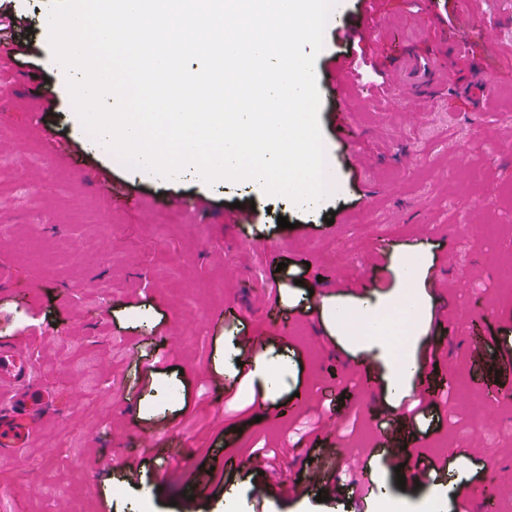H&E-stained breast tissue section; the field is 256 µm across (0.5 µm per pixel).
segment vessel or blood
<instances>
[{
    "instance_id": "b4317fda",
    "label": "vessel or blood",
    "mask_w": 512,
    "mask_h": 512,
    "mask_svg": "<svg viewBox=\"0 0 512 512\" xmlns=\"http://www.w3.org/2000/svg\"><path fill=\"white\" fill-rule=\"evenodd\" d=\"M429 32L432 48L422 54L410 51L392 66V73L401 81L405 96L414 103L425 102L450 78L463 58L462 44L456 33L442 29L438 19H431ZM340 38L376 44L380 41L378 15L372 0H365L360 16L344 23L337 30ZM42 394L33 377V367L27 356L11 337H0V454H16L24 448L30 435L32 409L41 405ZM322 454L324 463L308 467L305 484H281L271 490L272 496L294 499L312 488L331 489L334 486L325 462L346 461L357 471L361 488H369L371 476L362 457L355 449L326 448Z\"/></svg>"
}]
</instances>
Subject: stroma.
<instances>
[{"label": "stroma", "mask_w": 512, "mask_h": 512, "mask_svg": "<svg viewBox=\"0 0 512 512\" xmlns=\"http://www.w3.org/2000/svg\"><path fill=\"white\" fill-rule=\"evenodd\" d=\"M48 3L0 0L33 19L18 31L32 47L28 64L0 56V336L32 356L49 403L23 455L0 456V486L10 490L0 512H385L391 503L412 512L428 497L454 512L468 487L512 512V481L499 478L512 470V399L482 402L485 390H512V0H471L475 34L462 41L473 63L419 106L361 58L386 66L411 47L427 51L426 15H444V0H378L375 47L338 40L328 21L315 73L337 183L311 210L255 180L208 184L190 170L164 179L99 152L71 101L55 95ZM336 58L351 61L347 101L328 92ZM88 168L108 173L137 207L100 209ZM199 199L209 215L191 212ZM235 202L252 221L229 233ZM60 237L67 250L56 249ZM383 239L390 249L376 252ZM407 253L445 288L422 290L424 333L404 347L418 369L393 401L390 358L342 335L321 309L387 302ZM446 308L454 320L442 318ZM244 335L282 368L276 394L239 378L231 354ZM480 339L483 350L472 351ZM418 389L430 403L409 424L406 398ZM478 409L485 425L476 430ZM385 427L424 468V484L398 487L387 449L373 444ZM148 433L187 442V462L171 467L143 448ZM343 441L373 445L365 499L343 463L326 501L257 499L276 480L252 468L259 449L277 450L276 468L300 483L310 459ZM462 441L472 448L463 465L428 469L416 456ZM290 446L296 457L285 455ZM127 459L140 460L141 484L127 482ZM99 460L110 468L95 469ZM203 472L209 486L186 498Z\"/></svg>", "instance_id": "obj_1"}]
</instances>
